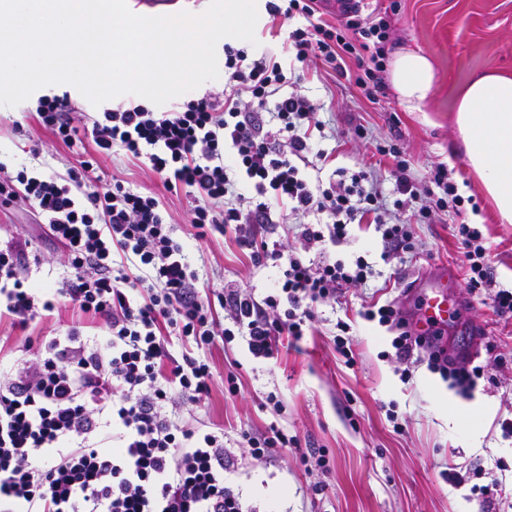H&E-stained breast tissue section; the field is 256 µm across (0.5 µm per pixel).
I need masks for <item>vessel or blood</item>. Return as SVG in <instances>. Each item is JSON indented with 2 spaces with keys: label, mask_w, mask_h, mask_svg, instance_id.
<instances>
[{
  "label": "vessel or blood",
  "mask_w": 512,
  "mask_h": 512,
  "mask_svg": "<svg viewBox=\"0 0 512 512\" xmlns=\"http://www.w3.org/2000/svg\"><path fill=\"white\" fill-rule=\"evenodd\" d=\"M452 279L451 270L443 267L415 284L409 295L411 315L408 319L413 334L431 335L435 329L454 320V313L448 310V288Z\"/></svg>",
  "instance_id": "1"
}]
</instances>
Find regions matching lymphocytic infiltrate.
Wrapping results in <instances>:
<instances>
[{"label": "lymphocytic infiltrate", "instance_id": "1", "mask_svg": "<svg viewBox=\"0 0 512 512\" xmlns=\"http://www.w3.org/2000/svg\"><path fill=\"white\" fill-rule=\"evenodd\" d=\"M265 9L288 25L281 53L225 45L223 97L162 112L128 102L81 127L67 96H44L35 106L39 123L66 147L88 141L97 153H123L147 165L168 192L186 193L196 240L233 235L255 265L277 268L265 296L229 284L204 295L159 198L120 182L90 190L93 160L58 176L12 172L0 162V206L26 207L70 259L69 273L44 290L24 273L31 239L1 242L0 320L24 331L68 303L106 331L100 339L70 325L0 376V512H255L227 474L239 456L264 461L299 441L272 424L243 430L232 450L223 431L185 420L212 379L194 349L239 337L253 357L274 358L281 341L295 346L312 332L319 304L376 277L364 256L349 264L329 258L351 225H374L390 254L410 248L413 224L464 213L447 165L415 181L393 142L376 146L393 161L391 192L370 168L326 186L306 173L312 160L326 158L312 149L324 126L317 104L290 90L295 64L318 61L376 101L397 4L366 14L358 0H341L332 23L319 19V0H266ZM282 224L295 225V243L276 237ZM453 232L470 291L492 290L497 314L512 315V289L494 288L480 231L461 223ZM363 317L394 331L399 360L427 351L429 369L462 390L485 373L481 365L452 367L391 304ZM175 339L193 350L174 356Z\"/></svg>", "mask_w": 512, "mask_h": 512}]
</instances>
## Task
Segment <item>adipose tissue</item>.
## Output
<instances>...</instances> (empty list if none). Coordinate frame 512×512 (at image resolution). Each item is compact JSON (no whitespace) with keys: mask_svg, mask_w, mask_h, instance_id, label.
Returning <instances> with one entry per match:
<instances>
[{"mask_svg":"<svg viewBox=\"0 0 512 512\" xmlns=\"http://www.w3.org/2000/svg\"><path fill=\"white\" fill-rule=\"evenodd\" d=\"M392 86L408 111H421L435 69L418 52L403 50L389 61ZM465 154L501 217L512 223V78L488 73L470 80L457 107Z\"/></svg>","mask_w":512,"mask_h":512,"instance_id":"1","label":"adipose tissue"}]
</instances>
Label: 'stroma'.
<instances>
[{
    "instance_id": "1",
    "label": "stroma",
    "mask_w": 512,
    "mask_h": 512,
    "mask_svg": "<svg viewBox=\"0 0 512 512\" xmlns=\"http://www.w3.org/2000/svg\"><path fill=\"white\" fill-rule=\"evenodd\" d=\"M395 17L397 49L429 57L436 80L423 111L410 112L393 87L377 101L365 99L349 84H335L326 73L306 68L298 92L324 104L319 118L323 136L313 149L331 156L322 170H309L310 179L328 182L334 172H353L379 163L384 190H391L390 160H376L372 142L395 141L411 163L410 174L423 180L431 166L447 164L458 192L473 197L477 211H466V223L482 231L498 286L512 288V223L498 211L470 167L456 123L459 93L471 79L485 73L512 77V0H399ZM68 95L75 124H83L98 108L69 84L38 88L36 97L8 107L0 106V160L15 167L39 162L45 173H65L75 155L36 119L37 96ZM360 122L370 129V144L337 146L336 132ZM39 149L32 157L31 149ZM98 173L145 194L160 197L197 259L204 285L232 283L264 293L278 276L272 267L254 265L233 238L216 237L197 244L190 233L185 195L167 192L159 176L124 155L98 156ZM441 216L433 224L413 225L412 248L390 261L381 258L382 242L368 225H355L335 256L352 262L365 256L378 270L377 278L347 289L341 304L317 309L313 335L298 347L280 349L277 360L253 358L245 342L229 348L198 351L213 373L211 393L192 413L194 419L224 431V445H238L241 428L276 424L298 437L299 449L268 462L242 459L230 481L257 512H499L512 499V436L501 422L512 418V317L498 316L485 294L470 292L464 278L462 248L452 234L458 220ZM35 239L39 267L29 277L48 284L65 269L63 247L49 239L26 210L0 207V239L14 234ZM440 265L454 267L458 279L452 290L463 308L485 329L478 348L479 364L487 377L475 385L484 400L475 417L451 421L442 400L449 383L426 364L412 365L410 380H402L391 345L393 335L360 313L372 302L405 309V294L424 271ZM349 324L352 360L333 345L337 321ZM240 363L236 374L240 391H227L230 360ZM282 400L281 413L266 403L268 394ZM323 452L326 464L303 460L304 449ZM497 482V492L486 497L482 486Z\"/></svg>"
}]
</instances>
